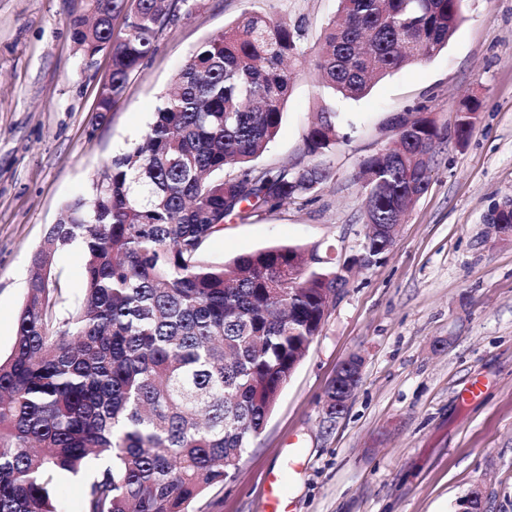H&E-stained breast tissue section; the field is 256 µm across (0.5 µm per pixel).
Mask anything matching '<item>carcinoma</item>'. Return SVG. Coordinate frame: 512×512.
Returning <instances> with one entry per match:
<instances>
[{
    "mask_svg": "<svg viewBox=\"0 0 512 512\" xmlns=\"http://www.w3.org/2000/svg\"><path fill=\"white\" fill-rule=\"evenodd\" d=\"M461 0H339L315 55L332 95L359 100L387 75L448 45ZM198 0H87L69 21L86 59L104 53L103 117L158 34ZM303 31L243 13L199 44L159 99L141 141L112 157L87 194L61 209L31 256L10 354L0 359V512H62L56 483L79 477L82 512H203L236 479L284 386L320 332L327 291L385 257L410 205L428 189L447 134L423 105L382 155L359 163L364 236L342 263L313 246L269 247L212 263L204 244L232 218L310 201L347 140L335 105L315 113L306 166L258 167L278 134ZM476 107L456 113L465 143ZM512 232V203L492 220ZM81 247L80 302L53 256Z\"/></svg>",
    "mask_w": 512,
    "mask_h": 512,
    "instance_id": "obj_1",
    "label": "carcinoma"
}]
</instances>
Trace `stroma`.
Listing matches in <instances>:
<instances>
[{
	"label": "stroma",
	"instance_id": "stroma-1",
	"mask_svg": "<svg viewBox=\"0 0 512 512\" xmlns=\"http://www.w3.org/2000/svg\"><path fill=\"white\" fill-rule=\"evenodd\" d=\"M85 3L0 0L1 357L12 348L30 258L47 227L140 139L196 46L249 11L301 25L312 52L338 8V0H201L159 34L101 117L96 95L110 60H83L68 29ZM461 15L438 56L386 76L362 99H337L348 140L332 152L335 176L311 202L228 221L205 244L212 262L281 245L348 259L365 232L358 164L394 139L393 117L422 103L450 129L459 108L480 102L467 144L452 136L442 144L392 250L353 270L238 478L202 500L206 512H268L263 486L277 471L288 476L290 512H455L474 488L485 512H512V238L487 222L512 199V0H462ZM328 95L305 62L259 165L309 164L304 138ZM52 271L77 301L81 251L58 252ZM354 353L364 360L361 383L337 423L324 425L329 384ZM477 379L482 395L465 398Z\"/></svg>",
	"mask_w": 512,
	"mask_h": 512
}]
</instances>
